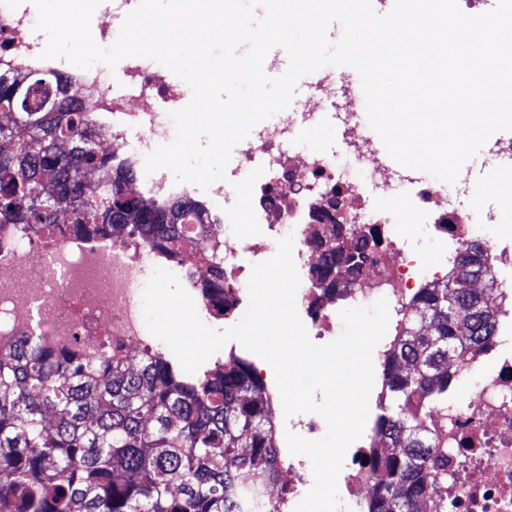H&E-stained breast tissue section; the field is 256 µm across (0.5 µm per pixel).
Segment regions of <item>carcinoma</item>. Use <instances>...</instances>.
I'll use <instances>...</instances> for the list:
<instances>
[{"label":"carcinoma","instance_id":"obj_1","mask_svg":"<svg viewBox=\"0 0 512 512\" xmlns=\"http://www.w3.org/2000/svg\"><path fill=\"white\" fill-rule=\"evenodd\" d=\"M24 79L0 77V106L18 121L0 127V219L52 230L42 188L56 190L54 209L72 208L81 232L117 224L154 227L152 244L173 250L187 235L165 214L126 198L120 174L98 196H85L84 173L107 167L85 138L88 122L77 102L49 97ZM368 245L327 242L320 284L336 273L360 272ZM484 262V248L458 255L448 281L426 285L409 301L404 325L383 362L381 413L369 463L386 480L374 486L360 512H432L438 446L428 421L448 408V352L478 355L495 336L499 305L491 289L474 294L457 283ZM458 311L448 309V286ZM270 396L248 361L231 356L203 375L186 376L159 356L137 366L110 355L59 348L31 330L0 345V512H241L243 497L279 475L281 458L269 417Z\"/></svg>","mask_w":512,"mask_h":512}]
</instances>
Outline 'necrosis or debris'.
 I'll return each instance as SVG.
<instances>
[{
	"label": "necrosis or debris",
	"instance_id": "obj_1",
	"mask_svg": "<svg viewBox=\"0 0 512 512\" xmlns=\"http://www.w3.org/2000/svg\"><path fill=\"white\" fill-rule=\"evenodd\" d=\"M36 21L31 0H0V73L60 77L89 116L84 135L109 157L111 171L121 173L126 187L156 208L170 209L185 198L195 207L177 217L189 233L187 247L171 252L155 249L145 227L133 224L83 235L66 217L51 237L38 224H0L1 338L44 324L56 344H75L90 355L161 354L143 320L140 274L146 265L176 274L196 300L200 319L212 324L247 307L249 265L262 262L279 239L289 236L300 278L298 313L310 338L327 340L336 334V297L318 288L310 274L320 260V243L351 231L374 233L379 245L346 298L359 306L386 299L396 320L419 286L418 270H425L429 282L447 280L455 257L491 219L478 205L464 213L450 208L445 186L429 179L412 180L405 209L373 210L371 196L404 177L367 135L357 133L353 112L338 115L351 167L337 165L331 154L295 162L303 126L320 119L319 104L342 80L323 68L312 82L315 107L279 114L241 145L244 163L264 173L252 195L261 232L237 238L224 211L223 186L204 189L175 182L165 170L149 174L144 169L146 155L168 139L170 114L181 109L188 89L169 81L148 58H124L114 71L43 58ZM425 215L441 245L440 260L431 266L400 230ZM215 263L224 270L220 297L211 293L209 269ZM493 362L473 396L432 419L448 456L447 469L435 476V512H512V354L495 344Z\"/></svg>",
	"mask_w": 512,
	"mask_h": 512
}]
</instances>
